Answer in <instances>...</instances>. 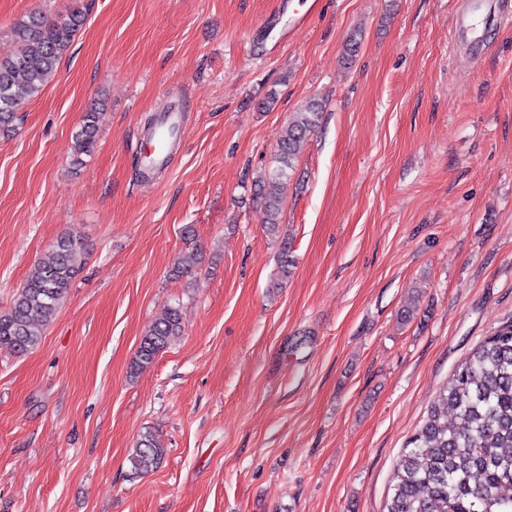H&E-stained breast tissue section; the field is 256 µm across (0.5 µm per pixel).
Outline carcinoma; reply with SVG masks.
I'll return each mask as SVG.
<instances>
[{
  "label": "carcinoma",
  "mask_w": 512,
  "mask_h": 512,
  "mask_svg": "<svg viewBox=\"0 0 512 512\" xmlns=\"http://www.w3.org/2000/svg\"><path fill=\"white\" fill-rule=\"evenodd\" d=\"M85 22L77 6L64 17L28 14L11 27L24 45L16 57L0 58V136L14 130L21 100L39 95ZM104 104L83 112L75 133L73 165L93 152ZM323 103L309 100L282 129L276 166L259 184L269 231L279 227L283 185L301 143L318 125ZM80 238L66 233L19 288L9 309L0 311V348L23 354L39 344L40 328L51 323L78 273ZM280 272L288 276L295 259L281 243ZM180 315L171 308L142 337L130 374L153 364L180 336ZM167 449L147 432L130 458L136 474L159 467ZM383 512H512V322L493 331L457 366L431 404L420 430L407 442L390 480Z\"/></svg>",
  "instance_id": "1"
}]
</instances>
